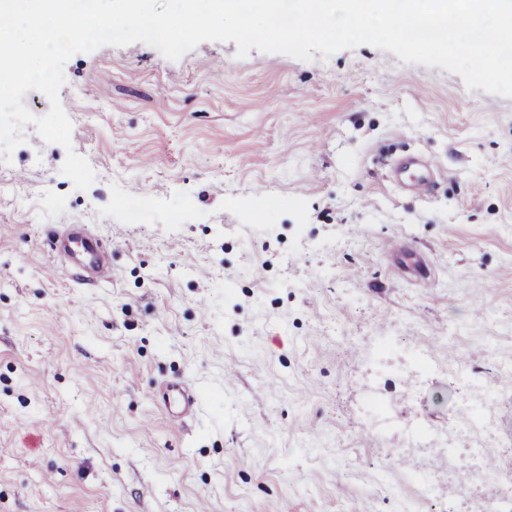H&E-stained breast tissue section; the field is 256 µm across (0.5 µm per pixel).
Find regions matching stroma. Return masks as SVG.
<instances>
[{
	"label": "stroma",
	"mask_w": 512,
	"mask_h": 512,
	"mask_svg": "<svg viewBox=\"0 0 512 512\" xmlns=\"http://www.w3.org/2000/svg\"><path fill=\"white\" fill-rule=\"evenodd\" d=\"M236 51L75 54L59 98L94 183L32 124L0 173V512H495L512 98L367 45ZM408 158L437 163L431 190L396 180ZM63 224L101 238L111 283L54 277ZM174 380L192 415L162 410ZM474 448L492 479H462Z\"/></svg>",
	"instance_id": "1"
}]
</instances>
